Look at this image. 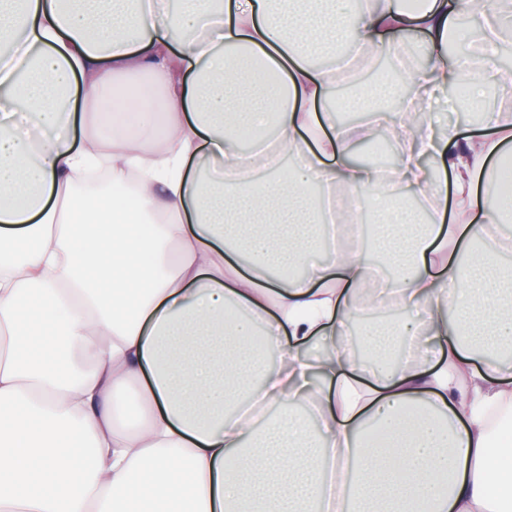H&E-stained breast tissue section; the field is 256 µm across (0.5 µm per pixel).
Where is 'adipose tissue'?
Instances as JSON below:
<instances>
[{
  "label": "adipose tissue",
  "mask_w": 512,
  "mask_h": 512,
  "mask_svg": "<svg viewBox=\"0 0 512 512\" xmlns=\"http://www.w3.org/2000/svg\"><path fill=\"white\" fill-rule=\"evenodd\" d=\"M74 2L0 0V512H321L330 469L340 512H512L492 465L512 464V441L487 422L512 416V366L490 358L512 350V278L494 275L512 113L466 138L420 116L461 77L477 98L512 87L501 8ZM466 13L476 67L448 53ZM420 34L414 98L377 84L367 98L400 106L337 124L341 48L399 58ZM140 73L164 117L133 90ZM89 116L97 133L77 134ZM376 124L394 138L386 172L353 158ZM96 148L122 193L90 207L77 186ZM246 160L284 175L255 191ZM389 182L418 191L426 222ZM334 200L372 215L386 283L332 241ZM388 288L402 315L364 326L372 361L357 362L348 326ZM256 403L279 412L251 419Z\"/></svg>",
  "instance_id": "1"
}]
</instances>
